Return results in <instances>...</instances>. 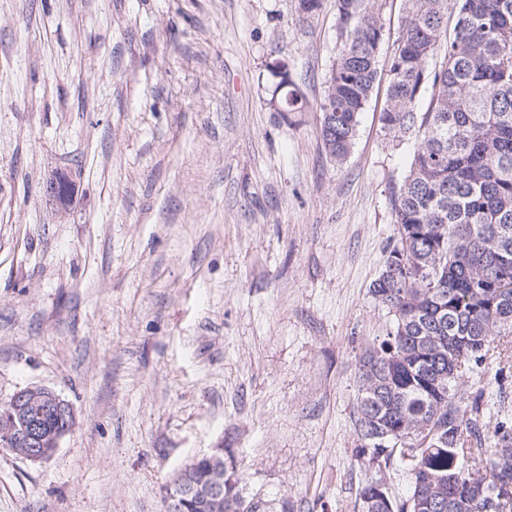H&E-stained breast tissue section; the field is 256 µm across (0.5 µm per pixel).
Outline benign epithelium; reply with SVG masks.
<instances>
[{
  "instance_id": "obj_1",
  "label": "benign epithelium",
  "mask_w": 512,
  "mask_h": 512,
  "mask_svg": "<svg viewBox=\"0 0 512 512\" xmlns=\"http://www.w3.org/2000/svg\"><path fill=\"white\" fill-rule=\"evenodd\" d=\"M72 405L46 387H27L11 398L9 416L0 420V444L33 463L49 460L61 440L73 429ZM216 472L215 479L200 486L193 478L194 465L187 463L166 487L165 512H184L187 501L195 498L206 509L224 505V458L222 449L204 452Z\"/></svg>"
}]
</instances>
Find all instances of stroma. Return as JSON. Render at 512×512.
<instances>
[{
	"instance_id": "35a3bbf8",
	"label": "stroma",
	"mask_w": 512,
	"mask_h": 512,
	"mask_svg": "<svg viewBox=\"0 0 512 512\" xmlns=\"http://www.w3.org/2000/svg\"><path fill=\"white\" fill-rule=\"evenodd\" d=\"M336 44L334 0H0V404L43 386L76 415L47 462L0 448V512H164L212 448L245 498L358 512L356 365L414 139L385 143L382 84L330 156ZM279 59L305 111L267 105Z\"/></svg>"
}]
</instances>
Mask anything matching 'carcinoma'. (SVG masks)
<instances>
[{
	"mask_svg": "<svg viewBox=\"0 0 512 512\" xmlns=\"http://www.w3.org/2000/svg\"><path fill=\"white\" fill-rule=\"evenodd\" d=\"M382 0H335L339 45L319 104L336 162L381 79ZM380 115L415 135L392 193L396 236L371 293L392 315L357 365L362 512H512V398L488 360L512 350V0H405ZM281 106L305 107L288 62ZM409 482L395 496L386 472ZM223 512H268L224 478Z\"/></svg>",
	"mask_w": 512,
	"mask_h": 512,
	"instance_id": "cac0c4a2",
	"label": "carcinoma"
}]
</instances>
